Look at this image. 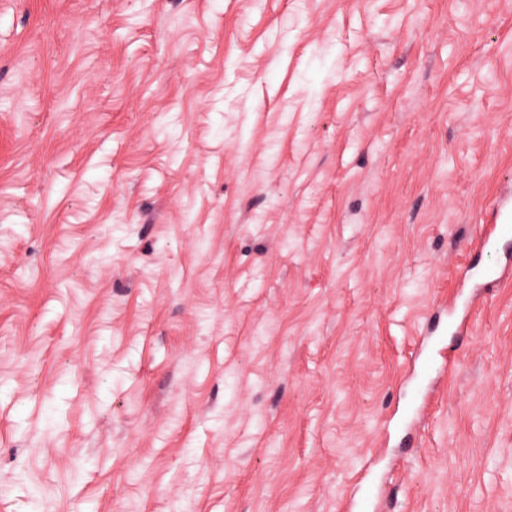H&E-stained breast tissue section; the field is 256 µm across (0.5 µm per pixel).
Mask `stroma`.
Here are the masks:
<instances>
[{"mask_svg":"<svg viewBox=\"0 0 512 512\" xmlns=\"http://www.w3.org/2000/svg\"><path fill=\"white\" fill-rule=\"evenodd\" d=\"M512 0H0V512H512ZM481 234L475 249H470L457 280L455 295L446 300L443 312L433 315L423 324L424 336H434L433 343L421 347L415 356L419 371H413L405 383L413 382L415 396L421 393V383L432 375H439L446 366V350L440 347L448 335L463 336L468 330V314L478 291L499 287L512 276V189L499 195L482 219ZM441 360V363H440Z\"/></svg>","mask_w":512,"mask_h":512,"instance_id":"stroma-1","label":"stroma"}]
</instances>
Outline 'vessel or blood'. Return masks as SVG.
<instances>
[{"label": "vessel or blood", "mask_w": 512, "mask_h": 512, "mask_svg": "<svg viewBox=\"0 0 512 512\" xmlns=\"http://www.w3.org/2000/svg\"><path fill=\"white\" fill-rule=\"evenodd\" d=\"M512 276V190L499 195L483 219L475 249L469 250L458 278L455 295L446 300L442 315H434L423 324L425 335L433 339L429 347L419 349L415 359L419 365L409 380L421 385L425 378L442 372L446 350L443 342L449 336H461L468 330V314L478 291L499 287Z\"/></svg>", "instance_id": "1"}]
</instances>
